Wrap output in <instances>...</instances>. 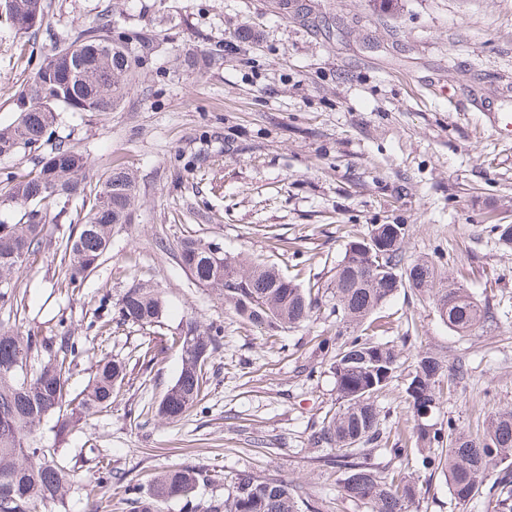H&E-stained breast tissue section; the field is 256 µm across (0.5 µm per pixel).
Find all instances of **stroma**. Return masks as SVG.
Wrapping results in <instances>:
<instances>
[{
	"mask_svg": "<svg viewBox=\"0 0 512 512\" xmlns=\"http://www.w3.org/2000/svg\"><path fill=\"white\" fill-rule=\"evenodd\" d=\"M39 27L0 21V126L59 43L97 19L149 34L154 50L120 108L60 111L40 149L0 157V188L54 144L88 155L94 174L120 165L136 178L132 221L116 225L99 266L73 287L61 264L68 211L51 242L11 274L24 307L0 302V322L49 340L78 342L70 383L97 362L128 374L106 409L42 441L76 471L66 507L87 512L86 492L106 472L147 484L170 467L208 471L196 503L227 494L244 470L283 479L302 512H371L341 491L312 433L336 409L334 379L315 336L336 330L331 301L297 328L257 327L221 291L182 265L187 237L229 256L275 266L300 286L326 285L346 244L373 225L408 230L405 260L441 262L493 318L470 335L449 331L426 293L409 287L371 317L384 339L407 336L397 376L378 398L384 426L414 425L404 383L419 353L467 373L443 392L433 420L474 431L512 408V248L492 227L512 224V138L487 115L512 113V0H45ZM138 285L160 289L161 323L117 324L118 301ZM220 329L201 407L168 423L156 407L175 381L171 339L189 323ZM159 352L150 374L139 358ZM417 512H493L459 505L443 474L409 463Z\"/></svg>",
	"mask_w": 512,
	"mask_h": 512,
	"instance_id": "obj_1",
	"label": "stroma"
}]
</instances>
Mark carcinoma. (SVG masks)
Instances as JSON below:
<instances>
[{"label":"carcinoma","mask_w":512,"mask_h":512,"mask_svg":"<svg viewBox=\"0 0 512 512\" xmlns=\"http://www.w3.org/2000/svg\"><path fill=\"white\" fill-rule=\"evenodd\" d=\"M5 14L44 17V0H4ZM153 50L145 34L114 35L99 19L72 41L57 48L51 68H40L16 99L17 119L0 128V157L12 156L49 140L61 109L72 112H112L133 88L138 69ZM98 73V90H86L69 64L75 58ZM87 158L73 147H56L31 170L13 176L0 189L19 209L14 223L0 221V274H10L47 245L48 226L57 222L70 202L80 201L77 228L61 239L62 260L70 282L86 279L107 251L112 227L128 224L137 201L135 177L109 167L95 186L88 185ZM406 228L377 224L368 238L347 244L327 285L332 308L340 316L334 336H321L318 348L329 356L335 380L336 412L313 436L316 446L336 449L327 462L344 470L342 489L350 498L370 505L372 512H413L416 483L399 474L383 477L372 461L370 445L380 440L381 414L376 398L396 377L401 349L363 333L362 326L391 300L403 283L427 289L440 320L461 335L492 318L467 289L445 276L433 262L420 259L403 266ZM207 242L185 238L180 260L202 285L224 290V299L249 321L296 328L313 320L323 294L320 288H302L273 266L226 256L215 266L207 260ZM164 312L161 292L151 286L128 289L119 300V321L141 326L160 322ZM181 369L157 406V415L175 422L202 400L208 362L222 345L217 333L189 324L174 339ZM76 341L60 337L57 346L44 338L23 335L0 323V512H36L47 503L65 506L74 482L71 470L58 461V449L46 448L38 433L48 418L56 419L64 434L79 422L112 405V394L127 375L126 364L102 359L87 386L69 388ZM447 368L425 352L419 355L405 385V401L416 421L419 464L441 471L448 490L460 505L487 493L496 512H512V408L496 412L477 433L461 430L456 421L439 426L424 417L437 409L440 383ZM407 441L398 438L385 449L393 463L408 460ZM210 481L206 471L173 468L158 472L147 492L130 481L117 479V489L128 512H162L171 500L191 503L197 488ZM202 512H299L295 490L283 481L250 471L237 474L232 491L213 497Z\"/></svg>","instance_id":"carcinoma-1"}]
</instances>
